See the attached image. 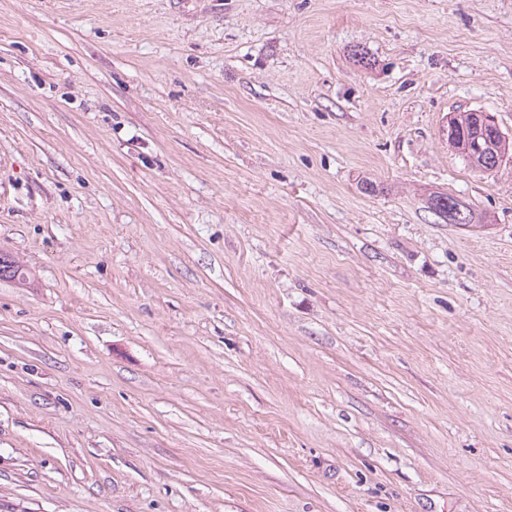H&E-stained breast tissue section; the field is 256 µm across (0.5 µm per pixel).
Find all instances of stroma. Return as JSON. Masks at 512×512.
<instances>
[{
  "label": "stroma",
  "mask_w": 512,
  "mask_h": 512,
  "mask_svg": "<svg viewBox=\"0 0 512 512\" xmlns=\"http://www.w3.org/2000/svg\"><path fill=\"white\" fill-rule=\"evenodd\" d=\"M469 110L512 0H0V512H512ZM471 113L470 112H462L458 115H455V117L452 119V121L455 122V124H452L450 126H448V137L452 140V138L456 137V126L458 128L460 127H466L468 129V135L467 137L465 138H462V136L460 135L458 138L454 139L450 145L453 146V148L459 150V152L462 154V156L464 157V159L466 160V162L473 168V169H476L478 170L470 161V158H469V154L467 153V143H468V138H470L472 136V133H471V130H470V125L472 123L471 121ZM428 208L438 214L444 220H448V223L458 224L455 219V212L457 213L459 210L465 214L466 223H472V213L471 210L462 206L457 202V200L446 193H439L431 196L428 199Z\"/></svg>",
  "instance_id": "35a3bbf8"
}]
</instances>
